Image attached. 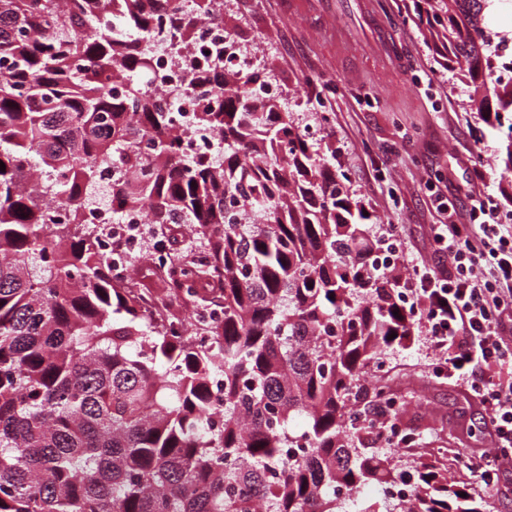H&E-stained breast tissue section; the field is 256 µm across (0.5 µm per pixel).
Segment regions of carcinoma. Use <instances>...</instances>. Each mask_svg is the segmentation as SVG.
<instances>
[{"mask_svg":"<svg viewBox=\"0 0 512 512\" xmlns=\"http://www.w3.org/2000/svg\"><path fill=\"white\" fill-rule=\"evenodd\" d=\"M427 3L450 61L483 64L474 94L493 91L511 173L489 0ZM216 5L0 0V512H379L356 494L397 479L412 496L385 512H492L433 463L402 472L361 421L367 398L400 414L388 375L363 378L413 315L368 278L371 216L290 113L257 111L214 46L185 90L208 87L195 122L217 140L189 157L135 79L142 43L189 40ZM109 167L115 221L147 207L166 251L132 278L87 215Z\"/></svg>","mask_w":512,"mask_h":512,"instance_id":"obj_1","label":"carcinoma"}]
</instances>
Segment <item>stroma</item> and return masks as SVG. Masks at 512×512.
<instances>
[{
    "label": "stroma",
    "mask_w": 512,
    "mask_h": 512,
    "mask_svg": "<svg viewBox=\"0 0 512 512\" xmlns=\"http://www.w3.org/2000/svg\"><path fill=\"white\" fill-rule=\"evenodd\" d=\"M224 2L225 25L260 49L264 75L288 89L289 112L344 175V188L374 223L403 225L415 258L441 255L428 185L469 182L497 194L512 185L499 165L502 135L487 126L466 78L418 21L414 0ZM425 353L413 339L386 357L401 424L419 436L395 461L416 464L422 449H436L449 481L466 485L464 449L489 445L480 409L424 371Z\"/></svg>",
    "instance_id": "1"
}]
</instances>
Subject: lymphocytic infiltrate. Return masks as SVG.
I'll list each match as a JSON object with an SVG mask.
<instances>
[{
    "label": "lymphocytic infiltrate",
    "mask_w": 512,
    "mask_h": 512,
    "mask_svg": "<svg viewBox=\"0 0 512 512\" xmlns=\"http://www.w3.org/2000/svg\"><path fill=\"white\" fill-rule=\"evenodd\" d=\"M470 201L459 213L449 201L434 240L447 264L415 260L404 228L379 230L388 252L372 274L385 277L415 315L413 331L430 358L433 375L446 377L485 412L490 445L472 451L474 481L495 489L512 470V225L490 191L464 186Z\"/></svg>",
    "instance_id": "obj_1"
}]
</instances>
